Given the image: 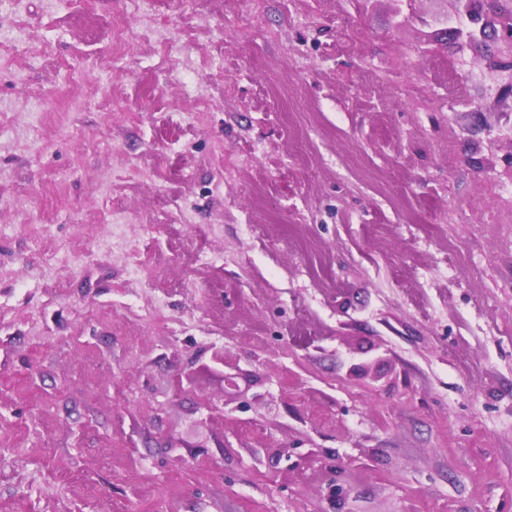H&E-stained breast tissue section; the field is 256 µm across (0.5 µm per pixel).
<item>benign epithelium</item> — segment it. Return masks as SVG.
Instances as JSON below:
<instances>
[{
    "instance_id": "1",
    "label": "benign epithelium",
    "mask_w": 512,
    "mask_h": 512,
    "mask_svg": "<svg viewBox=\"0 0 512 512\" xmlns=\"http://www.w3.org/2000/svg\"><path fill=\"white\" fill-rule=\"evenodd\" d=\"M481 21L478 27H450L448 36L461 49L484 41L482 28L493 32L490 52L484 55L485 67L498 81L499 92L512 94V18L501 12L500 0H481Z\"/></svg>"
}]
</instances>
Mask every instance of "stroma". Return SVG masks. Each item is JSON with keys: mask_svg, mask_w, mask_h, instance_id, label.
Segmentation results:
<instances>
[{"mask_svg": "<svg viewBox=\"0 0 512 512\" xmlns=\"http://www.w3.org/2000/svg\"><path fill=\"white\" fill-rule=\"evenodd\" d=\"M450 10L0 0V512H512V95Z\"/></svg>", "mask_w": 512, "mask_h": 512, "instance_id": "35a3bbf8", "label": "stroma"}]
</instances>
